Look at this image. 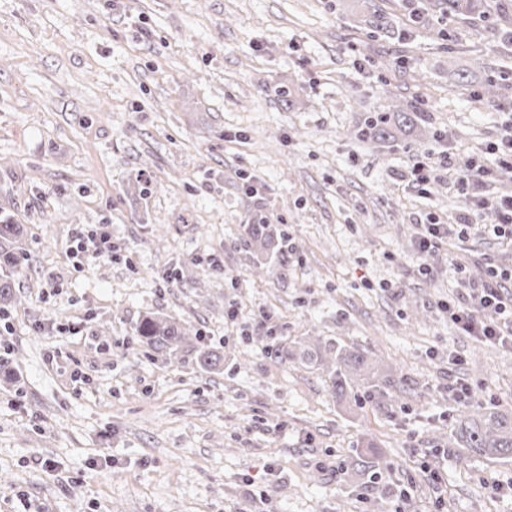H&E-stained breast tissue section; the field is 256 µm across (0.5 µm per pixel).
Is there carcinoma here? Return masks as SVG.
Listing matches in <instances>:
<instances>
[{
  "label": "carcinoma",
  "mask_w": 512,
  "mask_h": 512,
  "mask_svg": "<svg viewBox=\"0 0 512 512\" xmlns=\"http://www.w3.org/2000/svg\"><path fill=\"white\" fill-rule=\"evenodd\" d=\"M443 12L484 19L489 5L483 0H441ZM370 17L364 20L370 33H386L399 40L406 38L407 24L398 16L388 17L377 8L374 0H365ZM426 117L418 108L390 102L382 109L364 114L354 126L351 135L359 141L387 140L394 131L406 124L424 123ZM247 245L258 261L274 260L277 274L288 270V238L277 232L271 224L257 217L245 225ZM27 249L24 231L5 217L0 220V313L10 310L16 302L13 292V275L26 260ZM136 341L152 351L177 356L187 339L196 341V363L205 371H215L224 365V357L202 343L201 335L173 317L157 314L143 318L137 325ZM283 357L299 364H318L326 369L332 388L343 395L347 388L357 384L382 395L388 393L393 381L378 369L365 351L348 349L334 341L306 344L298 342ZM448 448L458 456L478 455L488 460L512 459V411L487 410L481 405L472 406L458 417V424L448 436Z\"/></svg>",
  "instance_id": "cac0c4a2"
}]
</instances>
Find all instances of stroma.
I'll return each mask as SVG.
<instances>
[{"label": "stroma", "instance_id": "obj_1", "mask_svg": "<svg viewBox=\"0 0 512 512\" xmlns=\"http://www.w3.org/2000/svg\"><path fill=\"white\" fill-rule=\"evenodd\" d=\"M362 14L361 0H0V215L29 238L0 326V512H512L497 492L512 461L448 452L465 404L512 410V351L444 310L458 281L512 270V250L475 223L422 273L419 232L457 223L463 199L443 172L410 182L416 153L446 141L492 162L512 44L448 16L372 40ZM390 97L426 125L353 138ZM258 213L288 237L287 276L245 245ZM86 227L113 257L81 268L66 250ZM158 312L200 329L223 371L135 345ZM309 337L366 350L403 392L339 397L274 353ZM361 452L374 476L347 471Z\"/></svg>", "mask_w": 512, "mask_h": 512}]
</instances>
